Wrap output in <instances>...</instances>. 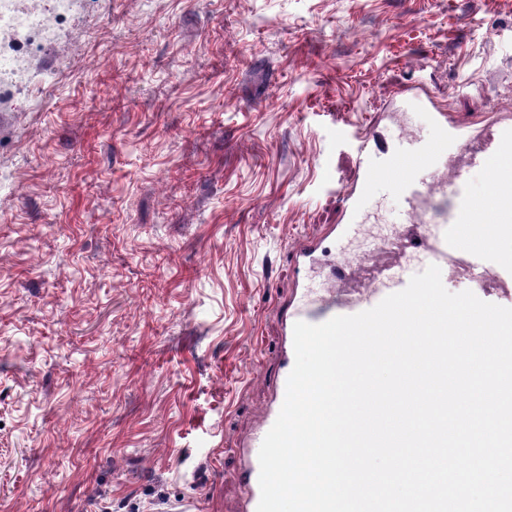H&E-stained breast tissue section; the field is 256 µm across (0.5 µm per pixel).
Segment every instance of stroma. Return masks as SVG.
Returning <instances> with one entry per match:
<instances>
[{
	"label": "stroma",
	"instance_id": "35a3bbf8",
	"mask_svg": "<svg viewBox=\"0 0 512 512\" xmlns=\"http://www.w3.org/2000/svg\"><path fill=\"white\" fill-rule=\"evenodd\" d=\"M0 108V512H243L283 373L294 246L340 221L402 103L512 118V0H106ZM405 207L379 177L322 264L366 288Z\"/></svg>",
	"mask_w": 512,
	"mask_h": 512
}]
</instances>
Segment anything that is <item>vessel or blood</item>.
Returning a JSON list of instances; mask_svg holds the SVG:
<instances>
[{"label": "vessel or blood", "mask_w": 512, "mask_h": 512, "mask_svg": "<svg viewBox=\"0 0 512 512\" xmlns=\"http://www.w3.org/2000/svg\"><path fill=\"white\" fill-rule=\"evenodd\" d=\"M405 94L432 112L440 134L435 140L414 141L404 151L384 154L372 146V134L363 133L357 149L356 180L341 193L342 221L345 228H352L362 201L373 190L376 177L389 173L407 203L402 223L425 224L429 230L395 243V260L390 261L384 273L359 296L341 300L335 309L298 307L285 320V338H292L296 322L321 324L339 314L352 315L404 289L415 273V268L398 260L399 255L407 252L417 254L424 267L434 264L444 272L461 269L470 290L478 297H485L491 286L512 294V256L498 249L499 240L512 235V123L500 124L492 138L483 143L479 140L477 123L453 118L437 96L427 89L411 87ZM455 156L467 157L471 164L491 172L493 189L489 197L478 201L468 195L464 168L442 173V166ZM284 398V390H277L262 433L256 434L249 443L244 475L246 512L257 510L260 499L258 453L263 433L274 424Z\"/></svg>", "instance_id": "vessel-or-blood-1"}]
</instances>
